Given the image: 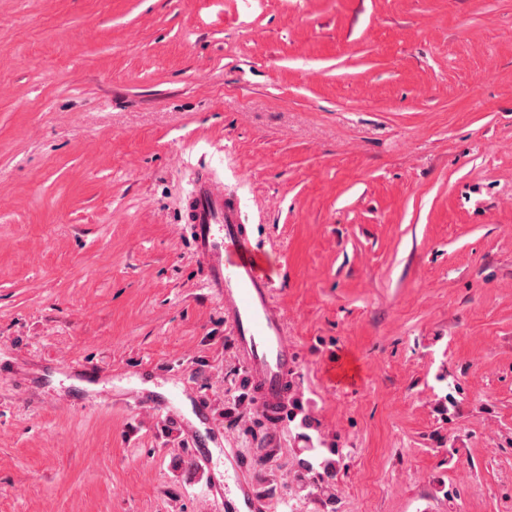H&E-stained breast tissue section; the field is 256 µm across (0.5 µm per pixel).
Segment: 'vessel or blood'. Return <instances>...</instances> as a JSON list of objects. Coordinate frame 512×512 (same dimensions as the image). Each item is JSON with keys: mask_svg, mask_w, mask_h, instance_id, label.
<instances>
[{"mask_svg": "<svg viewBox=\"0 0 512 512\" xmlns=\"http://www.w3.org/2000/svg\"><path fill=\"white\" fill-rule=\"evenodd\" d=\"M185 220L210 288L224 310V328L236 358L249 374L265 421L277 425L285 405L296 348L275 302L274 272L253 243L235 199L199 169L187 196ZM185 432L198 448L212 439L206 412L186 421ZM253 480L235 479L224 490V512H260Z\"/></svg>", "mask_w": 512, "mask_h": 512, "instance_id": "b4317fda", "label": "vessel or blood"}]
</instances>
